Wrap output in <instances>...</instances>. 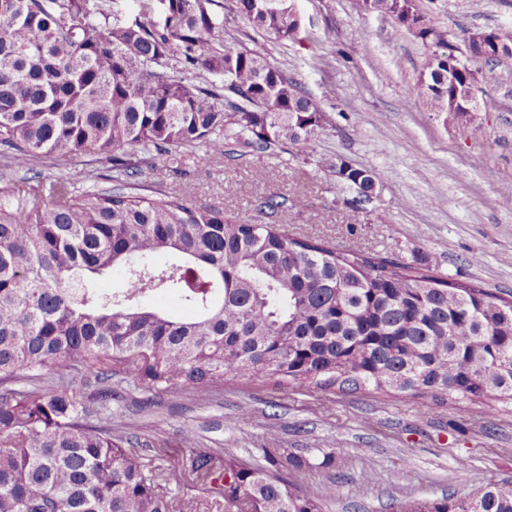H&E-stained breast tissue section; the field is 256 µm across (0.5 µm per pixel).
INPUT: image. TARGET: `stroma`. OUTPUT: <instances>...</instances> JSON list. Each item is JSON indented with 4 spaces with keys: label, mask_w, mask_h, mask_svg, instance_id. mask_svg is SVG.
<instances>
[{
    "label": "stroma",
    "mask_w": 512,
    "mask_h": 512,
    "mask_svg": "<svg viewBox=\"0 0 512 512\" xmlns=\"http://www.w3.org/2000/svg\"><path fill=\"white\" fill-rule=\"evenodd\" d=\"M218 3L225 39L264 52L323 100L329 123L308 145L283 152L206 165L185 152L194 203L219 207L242 223L282 224L292 235L427 265L512 300V60L473 61L476 111L444 114L413 96L431 47L389 17L358 11L356 0H295L303 31L288 42L254 31L235 0ZM417 3L459 54L473 31L512 28V0ZM340 158L376 174L370 198L325 168ZM300 185L306 203L299 207L292 197ZM272 195L283 206L261 211ZM378 210L386 223L374 221ZM116 391L113 421L136 418L142 442L165 444L173 456L186 454L183 434L192 431L199 447L254 466L264 465L266 448L302 457L303 468L288 472L301 491L321 497L324 487L341 485L339 497L323 500V512H393L408 499L467 498L491 479L512 486L510 411L487 418L462 404L280 389L264 378L229 377L221 391L162 396L144 410L143 393L123 383ZM406 472L413 481L403 480Z\"/></svg>",
    "instance_id": "1"
}]
</instances>
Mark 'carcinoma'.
<instances>
[{"instance_id":"obj_1","label":"carcinoma","mask_w":512,"mask_h":512,"mask_svg":"<svg viewBox=\"0 0 512 512\" xmlns=\"http://www.w3.org/2000/svg\"><path fill=\"white\" fill-rule=\"evenodd\" d=\"M106 0H0V158L41 190L0 188V512H177L167 448L146 454L127 421L112 428V382L152 395L224 388L263 376L286 388L372 389L417 404L467 402L485 417L512 406V301L428 266L339 250L281 224H244L196 205L193 189L147 190L133 156L153 151L182 175L183 150L215 157L307 144L322 101L266 55L224 40L214 0H153L158 20L128 21ZM294 0H236L256 29L297 39ZM401 24L416 0H358ZM412 34L440 51L415 94L434 112H466L456 89L477 73L444 32ZM198 71L200 84L187 74ZM107 155L115 187L79 192L68 169ZM336 179L368 198L372 171ZM173 263L157 265L161 255ZM120 269L126 287L99 278ZM177 295L173 319L144 298ZM173 461L237 512H322L282 476L294 455L251 467L194 447ZM396 512H512L495 481L469 499L407 500Z\"/></svg>"}]
</instances>
